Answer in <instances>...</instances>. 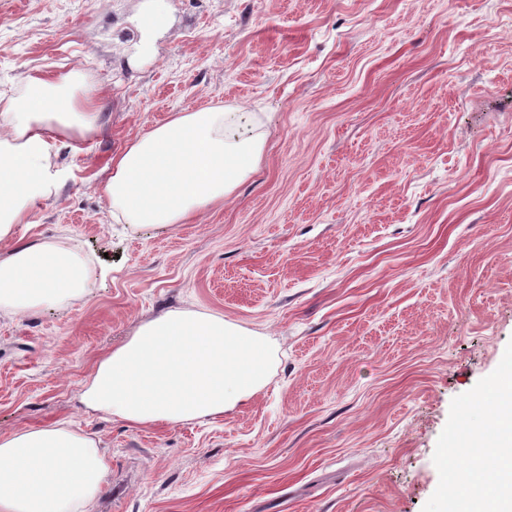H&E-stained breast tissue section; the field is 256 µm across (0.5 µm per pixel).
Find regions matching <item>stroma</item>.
<instances>
[{
	"label": "stroma",
	"instance_id": "obj_1",
	"mask_svg": "<svg viewBox=\"0 0 512 512\" xmlns=\"http://www.w3.org/2000/svg\"><path fill=\"white\" fill-rule=\"evenodd\" d=\"M72 69L97 129L0 249L66 247L89 288L0 307V435L98 438L92 512H470L448 431L512 368V0H0V99ZM208 107L264 135L257 169L189 223L116 221L112 156ZM169 311L265 337V384L175 425L86 410L98 360Z\"/></svg>",
	"mask_w": 512,
	"mask_h": 512
}]
</instances>
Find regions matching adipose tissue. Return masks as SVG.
Segmentation results:
<instances>
[{
	"label": "adipose tissue",
	"mask_w": 512,
	"mask_h": 512,
	"mask_svg": "<svg viewBox=\"0 0 512 512\" xmlns=\"http://www.w3.org/2000/svg\"><path fill=\"white\" fill-rule=\"evenodd\" d=\"M24 98L0 107V240L31 221V206L60 187L55 156L96 130L98 92L76 74H30ZM238 112L174 113L113 156L100 186L115 215L132 224H183L222 204L253 173L265 141L245 136ZM87 278L74 252L30 243L0 252V307L19 313L68 294ZM270 368L266 342L223 316L170 311L139 325L96 364L81 402L131 424H179L218 416L252 396ZM490 427L475 434L491 489L475 486L479 512H512V381ZM109 471L98 440L63 424L0 436V512H91Z\"/></svg>",
	"instance_id": "1"
}]
</instances>
